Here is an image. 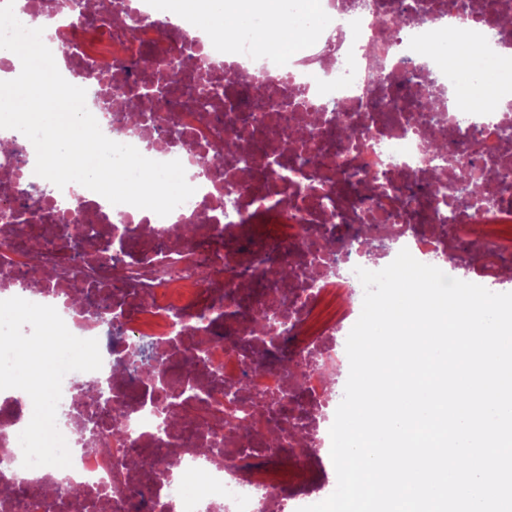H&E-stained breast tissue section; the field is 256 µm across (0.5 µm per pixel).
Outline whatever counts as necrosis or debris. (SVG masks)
Returning <instances> with one entry per match:
<instances>
[{
	"label": "necrosis or debris",
	"mask_w": 512,
	"mask_h": 512,
	"mask_svg": "<svg viewBox=\"0 0 512 512\" xmlns=\"http://www.w3.org/2000/svg\"><path fill=\"white\" fill-rule=\"evenodd\" d=\"M71 2L17 0L14 12L65 28L69 48L57 68L86 89L106 137L203 178L165 217L71 183L38 204L12 196L14 184L37 183L34 170L9 166L0 152V345L26 340L49 387L34 406L16 364L0 356V512H298L329 484L337 387L348 378L346 340L364 296L356 268L381 270L405 248L424 264L447 258L449 276L470 273L477 266L463 247L476 239L498 265L512 261V239L495 231L512 223V149L501 136L512 125V37L501 25L512 0H321L311 13L287 0L266 22L294 26L307 42L263 56L245 41L214 38L172 0H112L122 28L71 19ZM449 28L457 35L448 62L432 68L429 47ZM178 48L197 65L177 67L165 108L142 113L128 134L125 113L99 108L89 73L132 99L153 74L127 64L146 53L164 65ZM203 69L215 91L201 111L185 93ZM264 84L278 87L269 106L287 127L307 131L271 157L263 147L283 129L249 122ZM428 99L440 117L435 135L452 140L438 154L417 125ZM171 125L181 133L175 145L165 136ZM240 132L248 153L215 161ZM490 172L497 178L484 200L442 222L432 177L453 183ZM363 223L391 231L384 253L324 249ZM81 228L94 235L86 251L111 243V265L55 245ZM274 267L290 270L288 282L269 277ZM92 286L122 325L113 340L74 300ZM273 297L286 300L278 327L256 332L250 314ZM142 340L160 355L152 372H119L128 346ZM102 389L123 414L121 453L108 442L107 409L86 398ZM42 423L56 455L27 440ZM74 488L84 492L78 506Z\"/></svg>",
	"instance_id": "1"
}]
</instances>
